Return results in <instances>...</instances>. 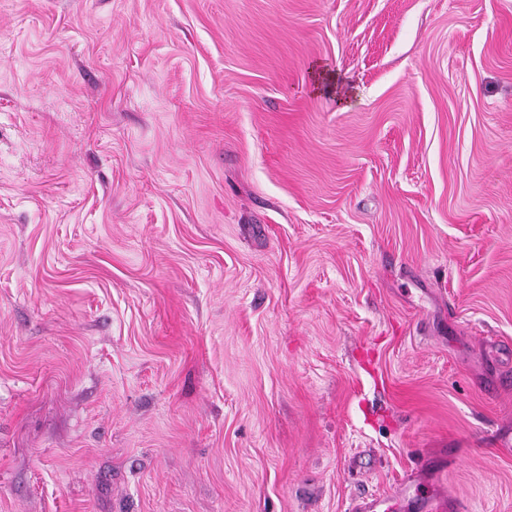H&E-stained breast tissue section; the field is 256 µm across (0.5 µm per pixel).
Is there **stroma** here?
I'll use <instances>...</instances> for the list:
<instances>
[{"label":"stroma","mask_w":512,"mask_h":512,"mask_svg":"<svg viewBox=\"0 0 512 512\" xmlns=\"http://www.w3.org/2000/svg\"><path fill=\"white\" fill-rule=\"evenodd\" d=\"M512 512V0H0V512ZM399 496L404 498L416 499L420 501L423 512H442L448 508V512H470L471 508L467 501L462 499L452 502L448 501V506L444 497H436L430 493L426 484L418 479L417 476L410 475L401 483Z\"/></svg>","instance_id":"stroma-1"}]
</instances>
